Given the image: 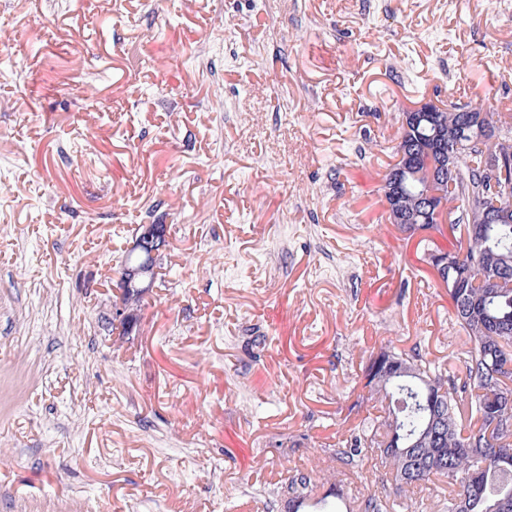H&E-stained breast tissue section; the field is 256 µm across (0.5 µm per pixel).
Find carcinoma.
I'll use <instances>...</instances> for the list:
<instances>
[{"label": "carcinoma", "instance_id": "cac0c4a2", "mask_svg": "<svg viewBox=\"0 0 512 512\" xmlns=\"http://www.w3.org/2000/svg\"><path fill=\"white\" fill-rule=\"evenodd\" d=\"M481 135L446 141L447 167L429 174L426 150L439 155L435 130L450 133L476 121ZM397 150L410 170L392 213L409 231L448 235L458 260L441 274L453 318L467 336L461 374L455 375L417 353L394 346L370 355L362 369L370 412L349 437L322 452L341 467L359 472L372 454L387 469L381 490L361 494L347 512H392L396 498L410 512H422L415 492L435 481L458 487L446 512H512V461L498 456L512 449V223L494 224L498 205L512 206V114L486 112L481 105L453 104L429 120L400 126ZM440 192L435 217L426 204L427 180ZM483 485L468 495L469 483ZM335 486L328 474L294 470L282 488L288 509L299 512L313 489Z\"/></svg>", "mask_w": 512, "mask_h": 512}]
</instances>
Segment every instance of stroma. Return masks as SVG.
Returning <instances> with one entry per match:
<instances>
[{
    "instance_id": "1",
    "label": "stroma",
    "mask_w": 512,
    "mask_h": 512,
    "mask_svg": "<svg viewBox=\"0 0 512 512\" xmlns=\"http://www.w3.org/2000/svg\"><path fill=\"white\" fill-rule=\"evenodd\" d=\"M428 101L512 110L502 0H0V512H284L372 352L459 367L381 192ZM161 226L162 232H164L166 229V225L164 224L145 225L142 232L135 238V241L133 242L130 251L139 252L142 251L144 248H147L150 251V255L153 259V262H155L160 250L164 247V245L160 244L158 246L159 249L150 248V246L153 243L156 244L160 240V236H162V238H165V236L163 237V234L166 235V232H161ZM121 286V293L136 291L145 294L150 288H153V281L149 271L136 265L127 264L121 276Z\"/></svg>"
}]
</instances>
